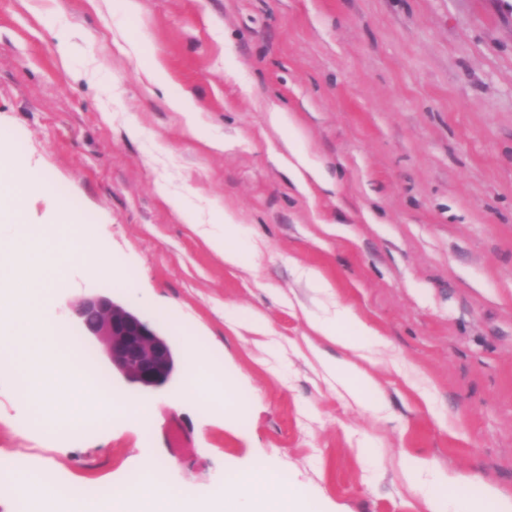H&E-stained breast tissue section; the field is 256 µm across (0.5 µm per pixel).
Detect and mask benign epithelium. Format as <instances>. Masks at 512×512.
<instances>
[{
  "label": "benign epithelium",
  "mask_w": 512,
  "mask_h": 512,
  "mask_svg": "<svg viewBox=\"0 0 512 512\" xmlns=\"http://www.w3.org/2000/svg\"><path fill=\"white\" fill-rule=\"evenodd\" d=\"M84 336L102 347L112 371L147 395L166 388L180 368L170 337L125 302L105 293L73 310Z\"/></svg>",
  "instance_id": "benign-epithelium-1"
}]
</instances>
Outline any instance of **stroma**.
<instances>
[{"label": "stroma", "mask_w": 512, "mask_h": 512, "mask_svg": "<svg viewBox=\"0 0 512 512\" xmlns=\"http://www.w3.org/2000/svg\"><path fill=\"white\" fill-rule=\"evenodd\" d=\"M0 0V156L36 162L75 198L103 248L52 277L51 320L79 335L72 307L105 292L210 345L209 365L251 396L245 414L206 409L179 369L139 394L144 433L112 417L72 439L22 432L28 408L0 373V451L56 472L82 512H113L115 491L145 464L193 488L217 512L225 478L258 463L323 512H426L403 470L472 476L512 494V0ZM70 43L57 52V33ZM138 43L140 59L116 42ZM160 58L170 89L189 93L216 151L188 135L141 61ZM288 109L293 136L326 185L301 193L277 159L266 107ZM203 220L234 210L245 251L225 266L160 187ZM108 256L138 299L95 269ZM317 268L332 298L299 277ZM350 307L381 344L363 367L377 417L351 400L316 355L336 347L306 316ZM261 318L266 335L248 322Z\"/></svg>", "instance_id": "35a3bbf8"}]
</instances>
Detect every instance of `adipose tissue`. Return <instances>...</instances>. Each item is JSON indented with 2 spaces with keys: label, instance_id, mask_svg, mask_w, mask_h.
Returning a JSON list of instances; mask_svg holds the SVG:
<instances>
[{
  "label": "adipose tissue",
  "instance_id": "1",
  "mask_svg": "<svg viewBox=\"0 0 512 512\" xmlns=\"http://www.w3.org/2000/svg\"><path fill=\"white\" fill-rule=\"evenodd\" d=\"M145 76L150 86L165 90L167 108L182 116L186 130L197 132L199 111L189 95L168 91V74L163 62L151 59ZM218 215L224 230L207 236L206 241L226 266H239L243 253L242 227L233 211L222 209ZM307 324L314 335L353 353L350 361L325 357L321 363L352 399L369 406L373 412H380V405L372 399L376 390L374 381L361 366L362 361L370 359L378 344L374 331L353 309L343 305L337 306L330 316H308ZM0 480L8 481L14 494L28 501L33 512H40L56 493L54 484L46 481L41 472L8 456L0 455ZM161 484L159 468L146 465L139 472L137 482L115 496L113 512H182V504L191 499L190 490L164 492ZM470 484V477L461 473L439 476L423 489L427 512H512L511 494L487 486L475 495L470 491ZM224 506L229 512H319L317 504L303 501L299 491L283 487L279 472L265 464L225 484Z\"/></svg>",
  "mask_w": 512,
  "mask_h": 512
}]
</instances>
